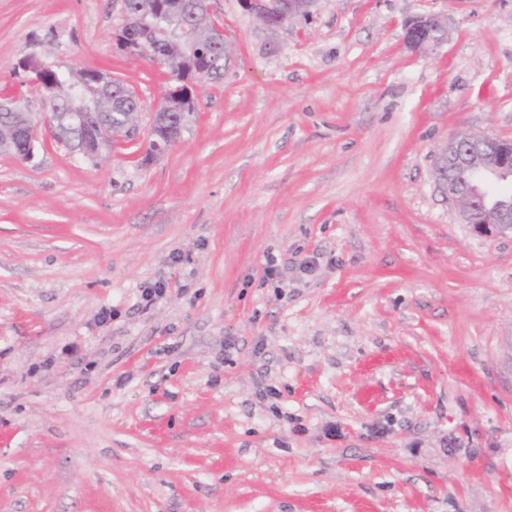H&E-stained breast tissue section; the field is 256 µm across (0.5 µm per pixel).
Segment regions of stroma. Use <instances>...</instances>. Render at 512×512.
<instances>
[{
	"instance_id": "35a3bbf8",
	"label": "stroma",
	"mask_w": 512,
	"mask_h": 512,
	"mask_svg": "<svg viewBox=\"0 0 512 512\" xmlns=\"http://www.w3.org/2000/svg\"><path fill=\"white\" fill-rule=\"evenodd\" d=\"M214 6L231 55L162 157L0 153V512H512V238L432 174L512 139V0H319L274 34ZM428 13L448 39L413 50ZM121 23L0 0V86L96 68L147 130ZM446 29V21L439 15L425 14L412 19L406 27V41L413 49L420 50L437 45L432 38L433 31Z\"/></svg>"
}]
</instances>
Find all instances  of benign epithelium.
Instances as JSON below:
<instances>
[{
  "instance_id": "benign-epithelium-1",
  "label": "benign epithelium",
  "mask_w": 512,
  "mask_h": 512,
  "mask_svg": "<svg viewBox=\"0 0 512 512\" xmlns=\"http://www.w3.org/2000/svg\"><path fill=\"white\" fill-rule=\"evenodd\" d=\"M240 6L265 30L273 33L283 28L295 17H306L315 7L317 0H238ZM168 17L176 19L180 36L189 47H194L192 26L186 23L183 0H171ZM446 29V21L439 15L425 14L411 20L406 27L407 44L420 50L435 44L432 32ZM192 75L201 80L200 72L193 70L185 61L180 71L168 75L161 105L168 111H178L184 100L176 96L173 83L183 81ZM36 96L40 99L43 111L33 119V125L48 126L51 120L48 107L55 103L52 90L36 85ZM181 130L169 128L158 134L154 140L158 153L168 151L180 138ZM107 149H112V134L106 128L98 127L88 134L75 149L84 159L98 158ZM480 168L493 179L507 182L512 179V140L493 135H482L476 140L453 136L438 152L434 163V177L439 187L449 195L459 208L463 223L479 236L512 237V203L490 207L485 202L487 193L466 183L445 179V170Z\"/></svg>"
}]
</instances>
